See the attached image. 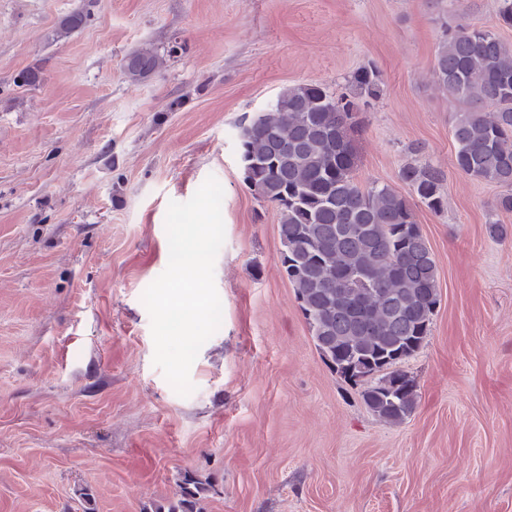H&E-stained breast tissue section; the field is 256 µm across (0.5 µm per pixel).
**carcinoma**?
Segmentation results:
<instances>
[{"label": "carcinoma", "mask_w": 512, "mask_h": 512, "mask_svg": "<svg viewBox=\"0 0 512 512\" xmlns=\"http://www.w3.org/2000/svg\"><path fill=\"white\" fill-rule=\"evenodd\" d=\"M85 15L66 16L64 37ZM166 59L144 46L130 52L125 74L138 82ZM438 86L459 103L449 133L457 171L502 188L497 206L512 211V45L469 23L446 28L433 69ZM380 71L364 67L349 91L295 84L239 126L244 181L279 213L280 270L292 285L316 350L341 379L366 366L361 396L378 418L399 424L418 402L414 378L399 368L429 335L440 301L435 254L414 219L410 199L444 206V171L404 164L405 196L385 183L355 180L358 114L381 97ZM209 480L185 473L177 498L146 512H203Z\"/></svg>", "instance_id": "cac0c4a2"}]
</instances>
